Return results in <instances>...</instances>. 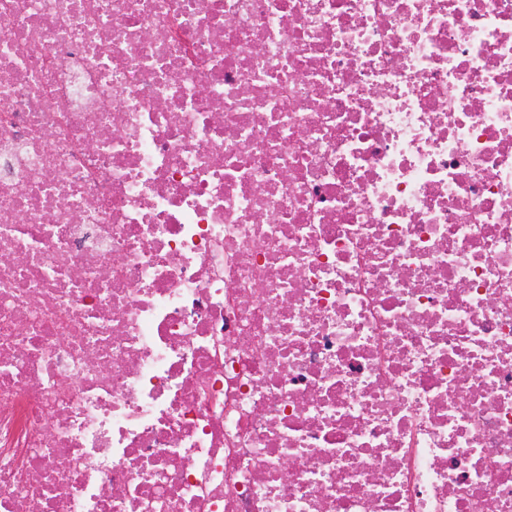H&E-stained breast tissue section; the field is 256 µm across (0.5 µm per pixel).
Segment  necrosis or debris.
<instances>
[{"label": "necrosis or debris", "instance_id": "obj_1", "mask_svg": "<svg viewBox=\"0 0 512 512\" xmlns=\"http://www.w3.org/2000/svg\"><path fill=\"white\" fill-rule=\"evenodd\" d=\"M0 512H512V0H0Z\"/></svg>", "mask_w": 512, "mask_h": 512}]
</instances>
